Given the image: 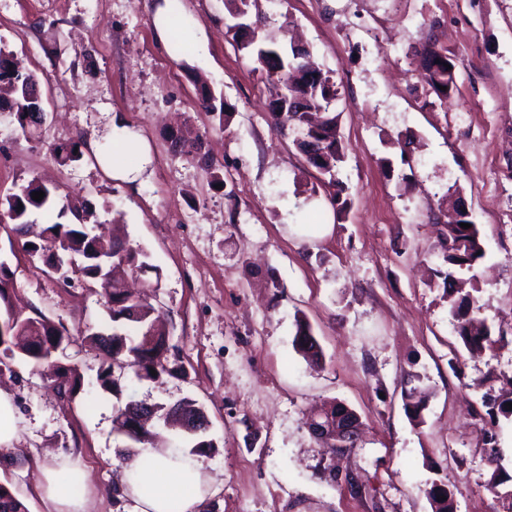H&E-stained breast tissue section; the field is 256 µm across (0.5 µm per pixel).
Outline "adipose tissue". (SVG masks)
Masks as SVG:
<instances>
[{"label": "adipose tissue", "mask_w": 512, "mask_h": 512, "mask_svg": "<svg viewBox=\"0 0 512 512\" xmlns=\"http://www.w3.org/2000/svg\"><path fill=\"white\" fill-rule=\"evenodd\" d=\"M107 138L113 146L138 154L141 165L120 166L108 158L99 143L90 149L110 178L134 183L142 175L141 166L150 160L146 140L125 119L112 117ZM43 490L58 507V512H86V473L77 464L64 462L45 471ZM125 493L131 501L130 512H197L205 495L203 464L185 447L144 448L124 466Z\"/></svg>", "instance_id": "1"}]
</instances>
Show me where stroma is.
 Here are the masks:
<instances>
[{
	"label": "stroma",
	"mask_w": 512,
	"mask_h": 512,
	"mask_svg": "<svg viewBox=\"0 0 512 512\" xmlns=\"http://www.w3.org/2000/svg\"><path fill=\"white\" fill-rule=\"evenodd\" d=\"M182 3L206 32L205 50L158 45L156 0H0V42L37 75L46 109L35 138L0 112V195L38 177L91 200L101 223L119 222L148 253L175 372L126 373L124 394L203 408L202 437L216 444L201 458L208 512H432L434 479L454 491L456 512H496L486 484L493 469L512 475V421H500L490 465L474 382L512 378V0H251L262 36L285 49L299 41L335 85L340 178L352 198L343 214L273 127L264 72L226 35L232 0ZM425 43L455 58L448 100L419 76ZM205 85L229 114L200 107ZM116 114L150 145L141 182L107 179L87 160L56 163L54 143L99 139ZM187 134L202 135L223 188L175 147L173 136ZM452 188L487 250L483 266L456 278L508 332L481 357L462 348L443 283L429 277L443 263L438 232L452 219L443 201ZM323 223L332 227L323 238L297 234ZM0 261L13 273L15 308L70 329L57 359L83 377L67 400L23 361L0 374L19 415L0 480L29 512H54L41 473L70 458L87 471L88 512H127L119 463L131 442L113 429L117 399L99 387L98 358L83 343L112 329L104 297L68 287L1 229ZM299 315L321 343L320 367L293 348ZM413 374L429 393L419 425L402 403ZM332 401L362 422L359 445L339 461L307 427Z\"/></svg>",
	"instance_id": "35a3bbf8"
}]
</instances>
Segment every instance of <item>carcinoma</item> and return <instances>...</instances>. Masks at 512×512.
Segmentation results:
<instances>
[{"mask_svg": "<svg viewBox=\"0 0 512 512\" xmlns=\"http://www.w3.org/2000/svg\"><path fill=\"white\" fill-rule=\"evenodd\" d=\"M228 32L250 54L259 69L265 72L269 85L280 96L281 111L270 114L274 127L281 133L285 128L292 127L296 130V135L317 141L319 155L315 159L309 157L307 161L324 177L323 186L328 189L329 202L337 213L347 211L350 206L347 188L337 178L338 168L344 162L345 146L339 133L338 114L333 112L337 96L334 83L329 76L321 73V69L308 56L297 60L285 55L275 60L271 57L275 44L266 42L257 34L243 44L233 25L228 26ZM428 53L436 55L439 63L433 69L420 72L421 78L439 100H447L456 88L454 59L447 50H435L428 45L423 46L417 56L422 57ZM304 67L321 74L318 86L309 89L298 78L297 71ZM0 84L7 86L10 93L7 100L0 96V112L12 113L23 132L41 127L46 112L37 78L2 44ZM443 86L447 90H441ZM299 97L306 100L304 111L294 112L292 107ZM83 146L81 140L72 139L52 145L51 152L59 165L68 166L84 159ZM180 147L187 157L213 172L214 183H224L219 167L203 152L202 138L182 139ZM39 191L44 192L45 196L40 201L33 200L32 193ZM37 211L47 213L50 218L43 224L38 240H28L26 236L30 216ZM1 220L10 233L24 239V244L28 245V255L40 259L47 269L63 276L64 281L69 283L76 280L101 288L108 316L112 321V347L104 345V336L100 332L85 336V342L98 355L97 382L101 389L112 392L116 397L122 395L124 371L127 368L132 369L139 379L152 378V369L159 375L172 372L169 355L173 346L159 328L162 313L147 298L129 290L122 279L111 276L110 267L117 263L126 266L132 274H155V281L148 283L150 288L159 287L160 273L146 261L143 250L95 230L98 216L91 202L70 198L60 201L56 191L32 178L14 185L11 192L0 197ZM462 222L470 224V228H462ZM440 244L448 268L435 270L434 277L443 279L456 333L470 355L480 356L492 351L504 340V335H493L491 327L478 318L477 313H469L470 307L476 304L472 296H460L452 288L457 270L470 269L486 256L484 240L477 224L473 223L468 213H463L461 221L447 226ZM72 258L78 261L75 267L69 265ZM11 288L13 272L8 267L0 266V306L4 307L5 315L15 317L10 331L5 335L0 334V372L10 369V364L19 358L42 371L47 379L54 382L61 396L71 397L77 394L82 386L77 367L56 363L49 347L55 339H70L69 330L62 322H56L37 311L32 316L14 312L10 308ZM293 347L309 362L322 361V347L309 322L301 316L295 318ZM481 386L486 388L482 395V404L490 424L486 445L490 448L489 462L493 463L497 459L496 428L500 418L512 417V410L506 406V403L512 402V379H508L506 386L499 389L485 382ZM136 405L137 402L130 400L116 406L113 425L117 432L135 443H140L151 432L145 427L137 430L132 426L129 412ZM425 406L422 392L415 388L404 390L403 407L413 420L422 421ZM348 413L349 407L346 405L334 404L330 409L321 411V420L334 427ZM507 482L508 479L502 477L500 469L496 468L487 489L495 498L508 503L506 512H512V486L507 485ZM426 496L432 512H455L454 493L445 485L432 483L426 489ZM0 512H28L9 483L2 481Z\"/></svg>", "mask_w": 512, "mask_h": 512, "instance_id": "cac0c4a2", "label": "carcinoma"}]
</instances>
